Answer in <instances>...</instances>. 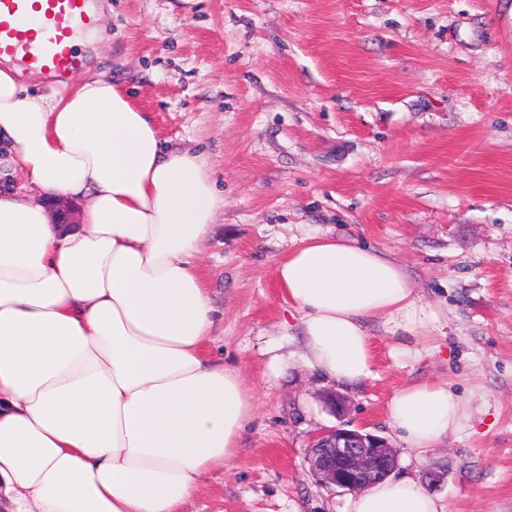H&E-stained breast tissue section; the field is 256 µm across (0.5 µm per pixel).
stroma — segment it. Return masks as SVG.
<instances>
[{
	"label": "stroma",
	"instance_id": "1",
	"mask_svg": "<svg viewBox=\"0 0 512 512\" xmlns=\"http://www.w3.org/2000/svg\"><path fill=\"white\" fill-rule=\"evenodd\" d=\"M109 42L82 49L162 140L205 153L224 208L198 264L216 316L206 356L254 392L241 447L187 512H346L310 471L338 420L301 357L274 278L305 235L388 252L438 321L410 354L370 324L375 362L349 419L397 474L441 471L451 512H512V0H98ZM447 382L471 428L424 451L388 414Z\"/></svg>",
	"mask_w": 512,
	"mask_h": 512
}]
</instances>
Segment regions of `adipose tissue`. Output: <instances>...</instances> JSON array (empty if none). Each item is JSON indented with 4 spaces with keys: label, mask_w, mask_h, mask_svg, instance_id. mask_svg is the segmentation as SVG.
I'll use <instances>...</instances> for the list:
<instances>
[{
    "label": "adipose tissue",
    "mask_w": 512,
    "mask_h": 512,
    "mask_svg": "<svg viewBox=\"0 0 512 512\" xmlns=\"http://www.w3.org/2000/svg\"><path fill=\"white\" fill-rule=\"evenodd\" d=\"M0 512H184L237 455L254 412L213 334L197 261L224 198L205 154L165 147L150 113L104 73L41 93L0 69ZM79 202L57 224L49 198ZM304 358L355 384L370 323L400 352L436 321L385 251L301 238L275 266ZM448 384L398 391L389 417L422 451L470 428ZM349 512H448L411 475L352 496Z\"/></svg>",
    "instance_id": "1"
}]
</instances>
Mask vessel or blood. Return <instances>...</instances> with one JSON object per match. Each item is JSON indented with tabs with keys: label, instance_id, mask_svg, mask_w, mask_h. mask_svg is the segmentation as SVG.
<instances>
[{
	"label": "vessel or blood",
	"instance_id": "b4317fda",
	"mask_svg": "<svg viewBox=\"0 0 512 512\" xmlns=\"http://www.w3.org/2000/svg\"><path fill=\"white\" fill-rule=\"evenodd\" d=\"M93 22L88 0H0V58L66 78L81 65L71 38Z\"/></svg>",
	"mask_w": 512,
	"mask_h": 512
}]
</instances>
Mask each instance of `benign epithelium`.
Masks as SVG:
<instances>
[{"mask_svg":"<svg viewBox=\"0 0 512 512\" xmlns=\"http://www.w3.org/2000/svg\"><path fill=\"white\" fill-rule=\"evenodd\" d=\"M324 407L335 417H344L352 400L336 389L320 394ZM307 459L312 474L324 485L344 491H363L375 480L391 475L398 454L389 441L362 428L343 423L324 428L311 438Z\"/></svg>","mask_w":512,"mask_h":512,"instance_id":"1","label":"benign epithelium"}]
</instances>
